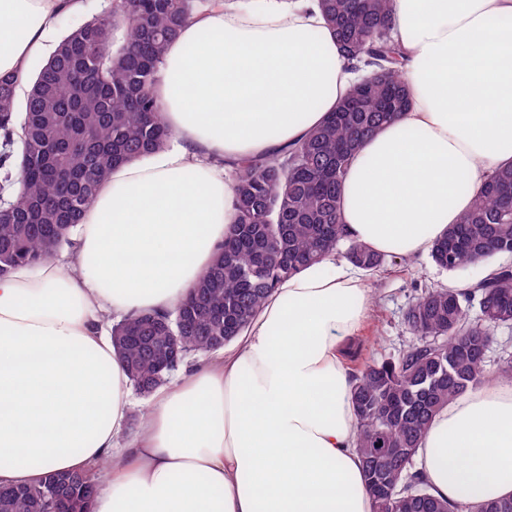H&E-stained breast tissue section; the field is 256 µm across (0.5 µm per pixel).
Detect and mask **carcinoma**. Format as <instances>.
I'll list each match as a JSON object with an SVG mask.
<instances>
[{"label": "carcinoma", "instance_id": "obj_1", "mask_svg": "<svg viewBox=\"0 0 512 512\" xmlns=\"http://www.w3.org/2000/svg\"><path fill=\"white\" fill-rule=\"evenodd\" d=\"M211 0H110L107 12L68 29L31 71L24 103L18 77L0 76V168L11 201L0 218V276L74 248L72 231L99 184L119 164L165 147L173 136L153 90L167 44ZM347 60L370 73L322 125L291 148L228 164L236 222L192 293L163 314L112 325L117 353L144 395L166 383L150 356L174 339L182 350L217 352L232 342L281 281L337 253L369 276L387 255L348 238L340 213L347 168L365 140L409 106L402 54L391 35V0H321ZM435 264L455 272L512 255V165L495 169L459 223L436 239ZM478 307L479 315L471 317ZM404 322L413 342L392 361L367 360L351 376L356 447L373 512H512V497L458 505L434 495L415 458L436 413L493 376L512 378V357L490 368L493 329L512 327V265L490 266L470 287L422 291ZM98 488L82 472H52L29 486L0 487V512H52L57 495L76 507Z\"/></svg>", "mask_w": 512, "mask_h": 512}]
</instances>
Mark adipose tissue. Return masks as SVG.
<instances>
[{
    "instance_id": "obj_1",
    "label": "adipose tissue",
    "mask_w": 512,
    "mask_h": 512,
    "mask_svg": "<svg viewBox=\"0 0 512 512\" xmlns=\"http://www.w3.org/2000/svg\"><path fill=\"white\" fill-rule=\"evenodd\" d=\"M83 0H0V75L51 54ZM411 104L350 163L346 233L427 251L497 167L512 165V0H392ZM320 0H222L170 43L155 98L174 140L117 166L74 250L0 277V484L94 470V512H372L345 354L371 304L328 257L284 280L235 344L157 388L113 459L130 379L111 317L184 299L233 226L226 162L302 140L360 78ZM436 495L512 496V385L467 389L417 456Z\"/></svg>"
}]
</instances>
